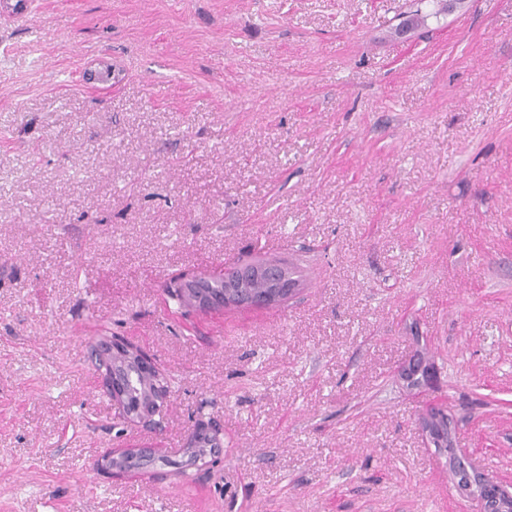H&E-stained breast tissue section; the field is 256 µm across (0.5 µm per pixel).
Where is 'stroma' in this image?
I'll use <instances>...</instances> for the list:
<instances>
[{
    "label": "stroma",
    "instance_id": "35a3bbf8",
    "mask_svg": "<svg viewBox=\"0 0 512 512\" xmlns=\"http://www.w3.org/2000/svg\"><path fill=\"white\" fill-rule=\"evenodd\" d=\"M9 10L0 512H477L422 441L433 401L512 481V0ZM258 257L297 268L285 305L189 313L164 292ZM101 334L164 373L158 428L102 391ZM419 354L435 378L406 387ZM214 425L222 448L174 468ZM144 445L155 474L96 473Z\"/></svg>",
    "mask_w": 512,
    "mask_h": 512
}]
</instances>
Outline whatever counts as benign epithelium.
I'll return each instance as SVG.
<instances>
[{"label": "benign epithelium", "mask_w": 512, "mask_h": 512, "mask_svg": "<svg viewBox=\"0 0 512 512\" xmlns=\"http://www.w3.org/2000/svg\"><path fill=\"white\" fill-rule=\"evenodd\" d=\"M264 278L268 290L263 294H256L250 290L252 281ZM225 293L215 297L204 290L197 291L195 307L199 311H211L226 304L244 306L272 305L277 300L291 298L299 290V283L288 281V275L279 264H267L254 267H238L224 273ZM104 348L112 354L113 363L110 371L102 376V387L118 404L127 420L142 423L146 426L156 424L154 417L159 414L157 410H144L141 407L129 404L123 382L122 368L125 363L133 362L139 369L147 372L157 370L152 358L123 339H110ZM441 415L434 411L422 413L418 426L422 436L428 441L439 438V445L454 446L453 427H448V433L440 430ZM186 457L185 466H194L206 457L202 451L200 438L191 436L184 448ZM154 457L153 449L149 447L126 448L113 450L105 454L97 463L96 470L113 479H121L131 473L143 471L149 467V461ZM448 475L456 490L465 497L477 496L480 498V512H512V482L503 483L483 474L477 465L467 456L453 454L448 457Z\"/></svg>", "instance_id": "7a95c632"}]
</instances>
